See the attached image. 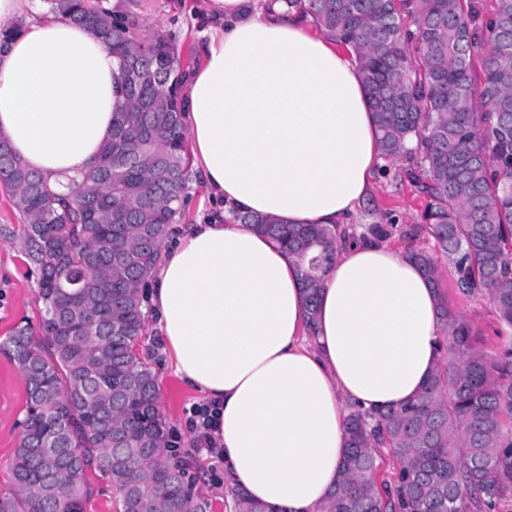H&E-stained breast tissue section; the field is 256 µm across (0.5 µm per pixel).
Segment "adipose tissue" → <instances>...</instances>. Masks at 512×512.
Returning a JSON list of instances; mask_svg holds the SVG:
<instances>
[{"label":"adipose tissue","instance_id":"ef3b65f1","mask_svg":"<svg viewBox=\"0 0 512 512\" xmlns=\"http://www.w3.org/2000/svg\"><path fill=\"white\" fill-rule=\"evenodd\" d=\"M200 67L183 80L193 167L217 203L173 225L148 278L164 353L207 405L227 486L266 512H323L350 410L398 407L436 372L443 325L408 249L342 241L308 336L302 269L237 221L346 224L367 196L379 139L357 64L282 5L202 0ZM0 138L50 187L111 139L124 98L117 58L38 0H0Z\"/></svg>","mask_w":512,"mask_h":512}]
</instances>
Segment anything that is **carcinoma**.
Segmentation results:
<instances>
[{
  "label": "carcinoma",
  "mask_w": 512,
  "mask_h": 512,
  "mask_svg": "<svg viewBox=\"0 0 512 512\" xmlns=\"http://www.w3.org/2000/svg\"><path fill=\"white\" fill-rule=\"evenodd\" d=\"M110 0H43L48 11L99 36L119 59L126 106L100 158L123 155L117 182L92 165L69 194L52 192L0 139V184L23 215L45 308L0 342L26 390L14 494L0 512H85L95 468L119 494L118 512H210L197 476L176 458L157 381L133 345L145 330L140 288L183 220L191 180L177 46L145 34L136 12ZM351 48L383 155L426 196L424 223L452 285L424 250L413 256L437 295L443 363L416 399L347 419L339 487L326 512H497L512 500V339L496 350L452 297H488L512 330V0H284ZM303 267L308 330L339 239L375 242L394 224L290 226L242 214ZM396 468L380 475V449ZM235 512H264L239 488Z\"/></svg>",
  "instance_id": "1"
}]
</instances>
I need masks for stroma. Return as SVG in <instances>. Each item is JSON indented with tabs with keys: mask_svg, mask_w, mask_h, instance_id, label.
Listing matches in <instances>:
<instances>
[{
	"mask_svg": "<svg viewBox=\"0 0 512 512\" xmlns=\"http://www.w3.org/2000/svg\"><path fill=\"white\" fill-rule=\"evenodd\" d=\"M199 0H140L139 12L149 30L177 38L182 63L197 61L201 27L189 13ZM423 197L403 174L401 163L383 161L371 182L355 224L419 223ZM24 221L15 210L9 193L0 187V339L15 327L37 325L44 309L37 300V266L31 260L24 236ZM460 313L490 343L507 335L488 297L478 296L457 303ZM137 346L141 360L152 370L158 383V406L180 458L191 461L193 472L212 502V512H229L231 496L222 481V464L207 450L196 447L195 435L187 426L192 408L202 396L176 374L171 358L163 355L154 326ZM26 390L18 368L0 355V494L13 487L11 467L14 451L22 438Z\"/></svg>",
	"mask_w": 512,
	"mask_h": 512,
	"instance_id": "stroma-1",
	"label": "stroma"
}]
</instances>
